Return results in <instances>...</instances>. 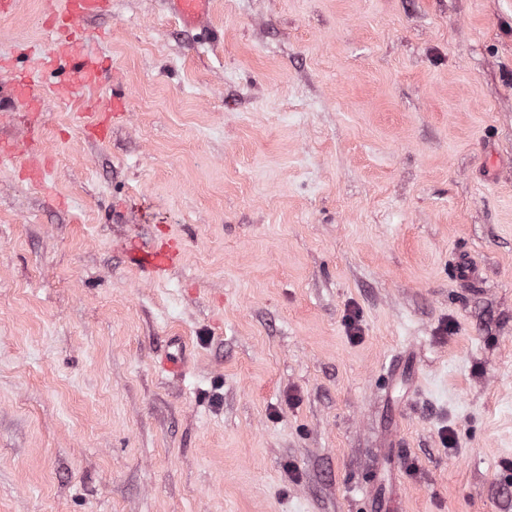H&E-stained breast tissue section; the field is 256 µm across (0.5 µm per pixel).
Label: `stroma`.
<instances>
[{
  "instance_id": "stroma-1",
  "label": "stroma",
  "mask_w": 512,
  "mask_h": 512,
  "mask_svg": "<svg viewBox=\"0 0 512 512\" xmlns=\"http://www.w3.org/2000/svg\"><path fill=\"white\" fill-rule=\"evenodd\" d=\"M86 27L105 137L0 111V512H512V0ZM177 252L174 248L146 250L135 247L130 249L128 254L131 262L142 271L160 274L173 264Z\"/></svg>"
}]
</instances>
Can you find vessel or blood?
Listing matches in <instances>:
<instances>
[{
    "label": "vessel or blood",
    "instance_id": "vessel-or-blood-1",
    "mask_svg": "<svg viewBox=\"0 0 512 512\" xmlns=\"http://www.w3.org/2000/svg\"><path fill=\"white\" fill-rule=\"evenodd\" d=\"M172 13L185 25L191 26L207 15L210 0H165ZM109 0H65L47 31L51 36V48L38 55L29 76L19 77L0 85V100L11 101L21 95L36 100V90L43 76H55L52 87L59 101L77 105L86 88L99 83L104 73L101 62L87 56L83 49L86 17L105 13ZM176 249L146 250L133 248L129 251L131 262L144 272L159 274L174 262Z\"/></svg>",
    "mask_w": 512,
    "mask_h": 512
}]
</instances>
